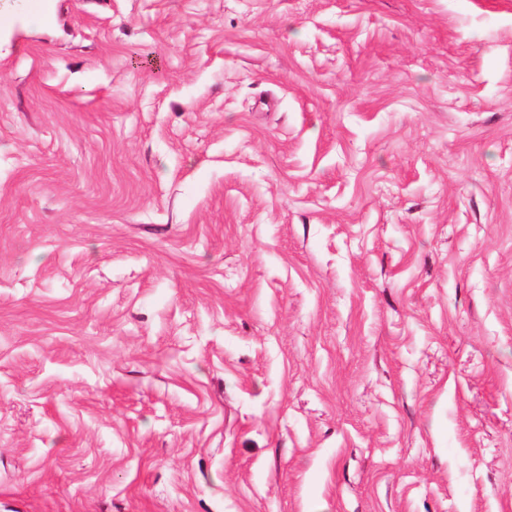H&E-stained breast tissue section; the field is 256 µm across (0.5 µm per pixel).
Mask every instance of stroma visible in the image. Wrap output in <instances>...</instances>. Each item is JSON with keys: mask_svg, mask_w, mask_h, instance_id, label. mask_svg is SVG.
<instances>
[{"mask_svg": "<svg viewBox=\"0 0 512 512\" xmlns=\"http://www.w3.org/2000/svg\"><path fill=\"white\" fill-rule=\"evenodd\" d=\"M0 0V512H512V0Z\"/></svg>", "mask_w": 512, "mask_h": 512, "instance_id": "stroma-1", "label": "stroma"}]
</instances>
